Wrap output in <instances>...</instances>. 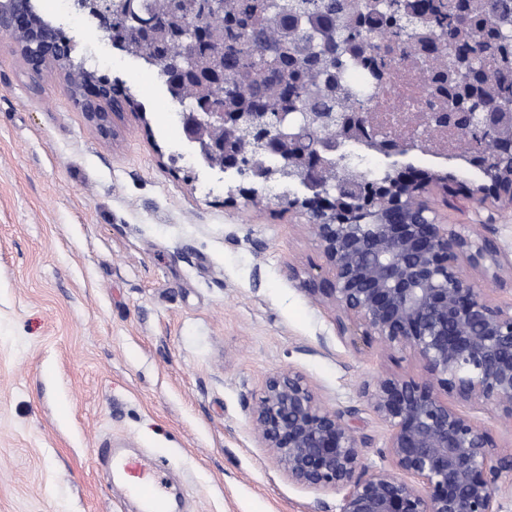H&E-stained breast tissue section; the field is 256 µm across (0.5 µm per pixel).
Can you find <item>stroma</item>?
<instances>
[{
  "label": "stroma",
  "instance_id": "1",
  "mask_svg": "<svg viewBox=\"0 0 512 512\" xmlns=\"http://www.w3.org/2000/svg\"><path fill=\"white\" fill-rule=\"evenodd\" d=\"M32 4L138 106L102 137L63 72L32 75L0 38V512H142L105 442L161 466L175 512H339L259 446L255 397L301 372L356 409L369 465L386 467L363 389L421 369L337 336L299 280L324 265L308 216L200 170L153 69L72 0Z\"/></svg>",
  "mask_w": 512,
  "mask_h": 512
}]
</instances>
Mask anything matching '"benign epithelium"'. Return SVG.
<instances>
[{
  "label": "benign epithelium",
  "instance_id": "7a95c632",
  "mask_svg": "<svg viewBox=\"0 0 512 512\" xmlns=\"http://www.w3.org/2000/svg\"><path fill=\"white\" fill-rule=\"evenodd\" d=\"M178 0H130L127 23L135 45L175 42L168 88L195 161L219 174L242 176L256 195L269 185L271 163H290L305 191L293 206L308 211L325 271L302 280L304 290L336 312L342 339H362L395 355L409 353L425 379L386 374L365 389L369 408L389 430L380 449L390 466L366 463L369 440L351 424L354 409L327 407L306 377L290 369L269 377L251 407L260 447L291 481L315 492L342 494L339 512H506L501 478L512 475V452L497 453L491 434L459 408L490 409L512 423V302L494 303L489 287L512 284L495 229L478 218L455 230L439 221L428 198L433 184L445 196L474 199L479 209L512 207V105L486 113L493 130L483 145L463 139L486 183L469 187L432 174L359 194L361 178L337 179L336 162L356 143L387 159L414 147L374 128L366 112H292L288 83L278 78L256 95L224 96V10L214 7L187 24ZM30 0H0V35L32 71L54 64L70 92L104 134L124 108L112 88L70 70L69 44L55 29L30 20ZM462 103L494 98L490 73L456 66ZM428 113L429 128H457L459 113Z\"/></svg>",
  "mask_w": 512,
  "mask_h": 512
}]
</instances>
